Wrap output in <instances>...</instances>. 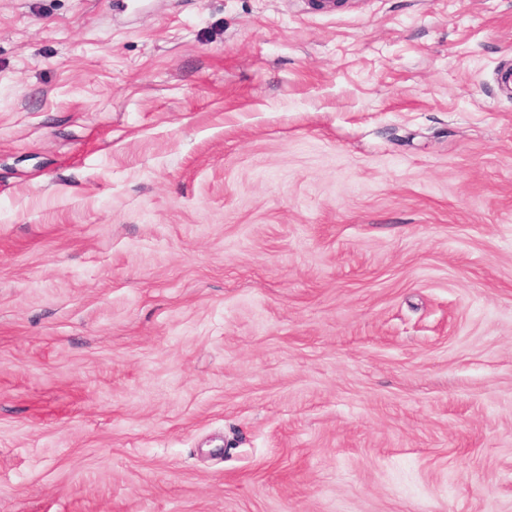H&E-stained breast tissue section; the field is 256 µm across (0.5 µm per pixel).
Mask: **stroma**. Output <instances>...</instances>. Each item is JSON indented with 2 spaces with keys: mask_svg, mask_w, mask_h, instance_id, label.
<instances>
[{
  "mask_svg": "<svg viewBox=\"0 0 512 512\" xmlns=\"http://www.w3.org/2000/svg\"><path fill=\"white\" fill-rule=\"evenodd\" d=\"M512 0H0V512H512Z\"/></svg>",
  "mask_w": 512,
  "mask_h": 512,
  "instance_id": "stroma-1",
  "label": "stroma"
}]
</instances>
